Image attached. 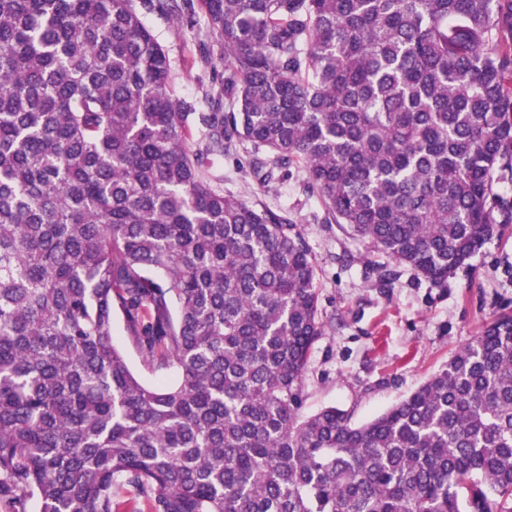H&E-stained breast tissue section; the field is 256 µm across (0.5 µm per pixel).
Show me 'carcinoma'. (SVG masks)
I'll return each mask as SVG.
<instances>
[{"label": "carcinoma", "mask_w": 512, "mask_h": 512, "mask_svg": "<svg viewBox=\"0 0 512 512\" xmlns=\"http://www.w3.org/2000/svg\"><path fill=\"white\" fill-rule=\"evenodd\" d=\"M143 9L206 18L212 111ZM244 144L443 286L512 223V0H0V503L512 512V313L367 422L302 415L315 259L209 173ZM116 313L174 382L129 368Z\"/></svg>", "instance_id": "obj_1"}]
</instances>
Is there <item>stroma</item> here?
<instances>
[{
    "mask_svg": "<svg viewBox=\"0 0 512 512\" xmlns=\"http://www.w3.org/2000/svg\"><path fill=\"white\" fill-rule=\"evenodd\" d=\"M145 20L169 55L176 94L209 111L213 68L200 55L211 39L206 21L177 28L158 13ZM247 159L241 149L215 161L225 193L287 211L315 257L325 333L304 377L303 415L336 406L354 423L366 422L440 370L485 321L512 312V223L499 226L445 287L402 267L392 287L381 288L368 263L383 261V254L349 228L321 223L322 206L304 193L299 175L268 189L242 173Z\"/></svg>",
    "mask_w": 512,
    "mask_h": 512,
    "instance_id": "obj_1",
    "label": "stroma"
}]
</instances>
